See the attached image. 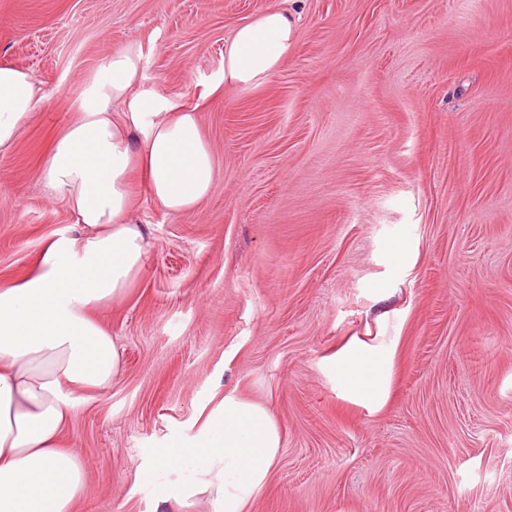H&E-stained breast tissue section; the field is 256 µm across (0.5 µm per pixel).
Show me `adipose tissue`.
<instances>
[{
    "label": "adipose tissue",
    "instance_id": "ef3b65f1",
    "mask_svg": "<svg viewBox=\"0 0 512 512\" xmlns=\"http://www.w3.org/2000/svg\"><path fill=\"white\" fill-rule=\"evenodd\" d=\"M294 14L269 7L235 27L224 44V82L264 84L293 46ZM140 56L116 50L92 78L80 118L59 136L42 179L76 217L77 233L48 240L36 270L0 287V512H73L86 478L64 442L73 418L63 390H100L121 372L111 333L95 310L120 300L141 270L149 247L131 216L128 188L141 166L151 196L169 213L194 209L214 181L211 152L198 115H163V103L130 92ZM42 99L25 70L0 64V150L15 141ZM123 102L125 112L112 105ZM144 128L142 142L132 131ZM393 341L353 340L327 359L339 394L367 409L381 407L392 375ZM282 450V434L262 405L228 393L189 441L154 449L155 467L176 472L197 464L191 482L160 487L161 500L206 496L210 512H248L265 489Z\"/></svg>",
    "mask_w": 512,
    "mask_h": 512
}]
</instances>
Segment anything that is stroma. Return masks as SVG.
Returning <instances> with one entry per match:
<instances>
[{"mask_svg": "<svg viewBox=\"0 0 512 512\" xmlns=\"http://www.w3.org/2000/svg\"><path fill=\"white\" fill-rule=\"evenodd\" d=\"M273 4L298 18L282 68L225 86V41ZM126 47L132 92L198 113L215 179L174 215L130 174L150 249L93 314L121 377L66 393L75 512H210L159 500L151 451L227 392L282 432L249 512H512V0H0V63L43 92L0 152V285L74 231L41 170ZM378 336L371 412L321 363Z\"/></svg>", "mask_w": 512, "mask_h": 512, "instance_id": "stroma-1", "label": "stroma"}]
</instances>
